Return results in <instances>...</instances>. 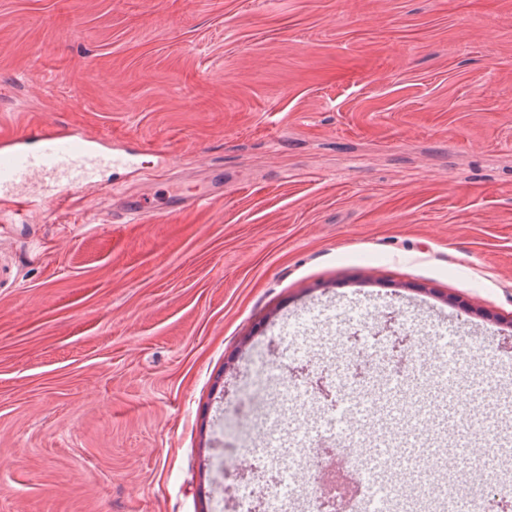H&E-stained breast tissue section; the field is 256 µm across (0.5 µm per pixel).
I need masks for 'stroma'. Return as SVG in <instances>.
<instances>
[{
  "instance_id": "obj_1",
  "label": "stroma",
  "mask_w": 512,
  "mask_h": 512,
  "mask_svg": "<svg viewBox=\"0 0 512 512\" xmlns=\"http://www.w3.org/2000/svg\"><path fill=\"white\" fill-rule=\"evenodd\" d=\"M30 121L136 165L0 198V512H224L270 362L349 360L367 313L433 374L393 428L470 469L512 402V0H0V131ZM441 327L497 359L445 385ZM224 195V185L218 189H210L199 192L180 193L177 205L170 210L152 211L151 216L156 220L167 222L173 218L191 210H198L207 207L216 195ZM395 322V318L393 315H388L384 317L383 322L380 324L379 335L386 336H394L395 339L392 344V359H397L398 361H403L407 359L409 347L411 344L410 337H401L397 336V333L394 331L392 324Z\"/></svg>"
}]
</instances>
